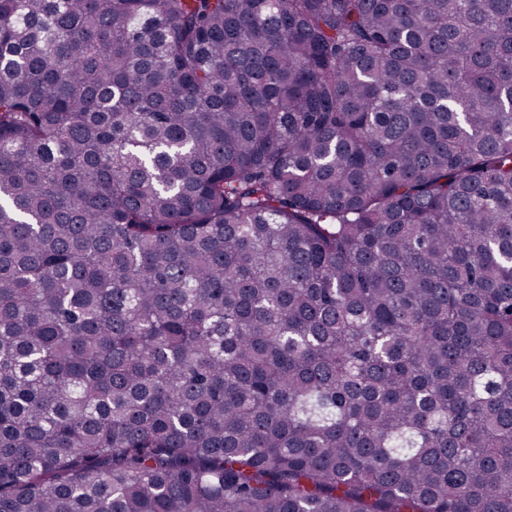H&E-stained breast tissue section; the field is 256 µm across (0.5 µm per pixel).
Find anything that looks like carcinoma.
I'll return each mask as SVG.
<instances>
[{
	"mask_svg": "<svg viewBox=\"0 0 512 512\" xmlns=\"http://www.w3.org/2000/svg\"><path fill=\"white\" fill-rule=\"evenodd\" d=\"M0 512H512V0H0Z\"/></svg>",
	"mask_w": 512,
	"mask_h": 512,
	"instance_id": "carcinoma-1",
	"label": "carcinoma"
}]
</instances>
